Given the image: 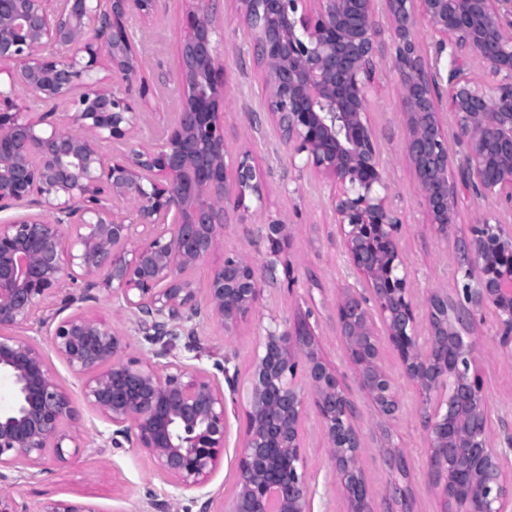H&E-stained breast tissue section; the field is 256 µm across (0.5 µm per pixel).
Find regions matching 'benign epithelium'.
Wrapping results in <instances>:
<instances>
[{"mask_svg": "<svg viewBox=\"0 0 512 512\" xmlns=\"http://www.w3.org/2000/svg\"><path fill=\"white\" fill-rule=\"evenodd\" d=\"M162 0H0V377L11 401L0 408V512H27L9 473L71 462L82 448L67 428L71 397L32 336L12 333L61 300L51 344L81 378L86 406L108 425V443L148 456L178 491L203 490L224 456V387L244 407L228 512H314L316 483L303 443L307 407L318 417L336 489L349 512H372L362 465L359 408L323 352L312 309L271 319L245 380L193 364L203 347L191 323L219 320L235 336L278 281L290 227L271 216L262 266L226 254L204 298L191 273L214 250L230 211L267 188L249 155L226 159L223 52L215 40L221 0H186L187 25L174 72L178 112L162 115L158 142L139 141L148 106L145 60L130 20L143 22ZM265 74L263 109L279 144L330 184L329 205L354 283L339 290L336 325L346 358L372 411L398 417L397 384L385 347L419 395L431 488L439 512H512V424L501 420L495 446L477 375L474 336L494 317L498 349L512 361V225L488 219L457 239L462 295L408 288L401 220L392 203L380 136L368 116L369 86L385 66L399 79L403 154L438 239L455 224L461 177L478 199L512 210V0H235ZM389 24L379 41L378 15ZM424 24L434 52L419 42ZM109 75L98 77L100 69ZM66 104L63 119L33 117L21 92ZM460 147L459 175L448 123ZM76 296H60L66 281ZM105 292L132 316L152 358L103 320L75 307ZM188 353L172 356L177 348ZM380 458L391 480L380 512H411L406 449L386 437ZM37 512H101L91 503L47 499Z\"/></svg>", "mask_w": 512, "mask_h": 512, "instance_id": "obj_1", "label": "benign epithelium"}]
</instances>
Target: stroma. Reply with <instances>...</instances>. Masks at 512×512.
<instances>
[{
	"label": "stroma",
	"mask_w": 512,
	"mask_h": 512,
	"mask_svg": "<svg viewBox=\"0 0 512 512\" xmlns=\"http://www.w3.org/2000/svg\"><path fill=\"white\" fill-rule=\"evenodd\" d=\"M185 24L182 0H168L165 12L136 31L147 54L148 69L169 65L171 48ZM224 46V72L227 79L224 100L226 151L236 158L252 153L257 159L263 179L270 192L264 202L248 201L239 210L224 232V240L209 259L201 264L194 279L197 288H205L215 262L225 252L248 255L255 264H262L267 244L258 234L268 215L282 214L292 227L286 258L292 267L291 280H278L268 288L253 318L238 334L226 335L216 320L198 322L196 329L205 351L201 367L217 372L219 365L230 362L240 373H247L257 353L260 336L270 317L293 320L298 310L314 309L322 345L335 363L350 397L361 403L363 397L354 381L353 372L344 356L334 324L332 302L340 288L352 281L353 275L340 247L336 217L327 203L329 189L312 172L292 164L287 152L271 134V127L261 107L264 90L260 69L252 44L243 32L233 0L224 2V21L217 32ZM398 81L387 70L377 71L369 92L368 110L383 138L388 180L400 196L404 226L401 246L408 258V280L416 299L427 292L447 289L449 296L461 294L464 280L457 271L454 247L437 239L420 199L413 190L414 174L402 150V120L397 98ZM87 314L106 319L130 345L131 353H139L141 337L126 316L116 313L108 294H96L83 302ZM57 307L45 305L29 326L28 335L39 341L59 383L69 393L77 412L74 422L78 436L85 442L83 454L64 464H48L13 472L16 498L27 512H36L47 499L92 503L101 512H158V504H167L169 512H199L193 492L176 493L156 472L151 461L135 451H114L103 436L107 429L99 416L85 404L81 380L53 350L51 332ZM482 357L479 375L489 401L492 423L512 419V364L495 349L496 338L492 320H485L477 338ZM402 407L391 431L395 442L409 451L412 473L414 512H437L438 501L426 484V432L418 415L415 395L402 387ZM227 437L224 456L213 480L207 487L214 512L228 508L237 479L236 451L245 433V418L237 404L227 406ZM365 435L367 446L362 457L364 469L371 476V505L379 512L386 492V477L376 449L380 432L374 414L363 408L356 421ZM304 443L309 472L317 483L314 512H347V502L337 494L325 466L322 438L316 416H308Z\"/></svg>",
	"instance_id": "1"
}]
</instances>
